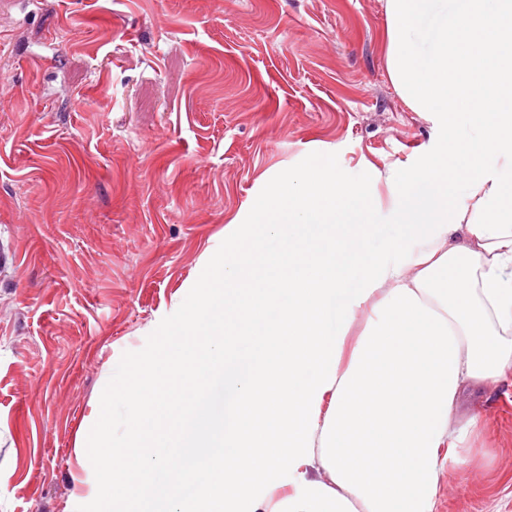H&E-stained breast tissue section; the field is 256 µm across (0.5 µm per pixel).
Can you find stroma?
Here are the masks:
<instances>
[{
  "label": "stroma",
  "mask_w": 512,
  "mask_h": 512,
  "mask_svg": "<svg viewBox=\"0 0 512 512\" xmlns=\"http://www.w3.org/2000/svg\"><path fill=\"white\" fill-rule=\"evenodd\" d=\"M384 0H0V512H81L76 442L107 375L176 337L173 304L261 188L329 157L373 183L434 130L386 65ZM436 512H512V376L463 402Z\"/></svg>",
  "instance_id": "obj_1"
}]
</instances>
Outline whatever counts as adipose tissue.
I'll return each mask as SVG.
<instances>
[{
    "mask_svg": "<svg viewBox=\"0 0 512 512\" xmlns=\"http://www.w3.org/2000/svg\"><path fill=\"white\" fill-rule=\"evenodd\" d=\"M427 2L385 0L391 82L438 131L419 165L375 174L405 199L398 234L326 158L269 176L200 298L175 302L177 346L103 389L79 451L91 512L147 499L157 464L175 512H435L459 397L512 372V0H461L422 58L408 39ZM219 373L224 411L202 415ZM360 436L390 476L358 478ZM263 460L286 495L242 481Z\"/></svg>",
    "mask_w": 512,
    "mask_h": 512,
    "instance_id": "obj_1",
    "label": "adipose tissue"
}]
</instances>
